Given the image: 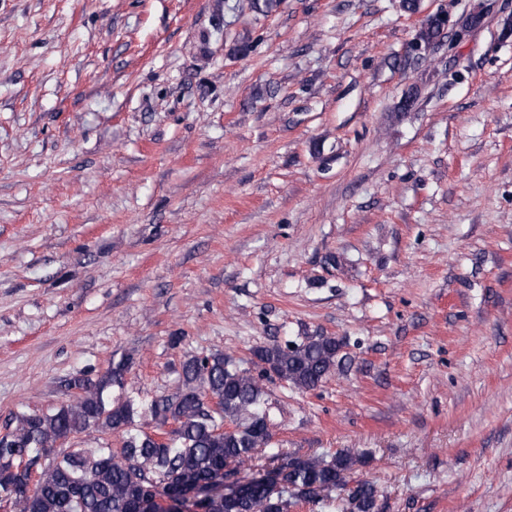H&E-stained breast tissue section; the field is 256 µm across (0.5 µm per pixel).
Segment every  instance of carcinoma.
<instances>
[{"mask_svg": "<svg viewBox=\"0 0 512 512\" xmlns=\"http://www.w3.org/2000/svg\"><path fill=\"white\" fill-rule=\"evenodd\" d=\"M430 19L416 40L441 36ZM343 341L334 336H305L300 341L260 345L252 356L289 386L310 391L343 369ZM130 362L123 360L96 378L70 379L77 399L48 412H20L0 436V495L11 512H289L300 503L316 505L332 492L342 512H378L380 491L351 475L367 464L363 455L340 452L324 457H284L266 475L247 482H224L230 465L247 464L271 433L262 410L261 378L221 352L195 356L182 364L184 387L151 400L148 411L160 424H175L169 441L133 431L138 406L114 403L112 387L124 385ZM122 431L121 456L105 446L61 447L91 428Z\"/></svg>", "mask_w": 512, "mask_h": 512, "instance_id": "carcinoma-1", "label": "carcinoma"}]
</instances>
